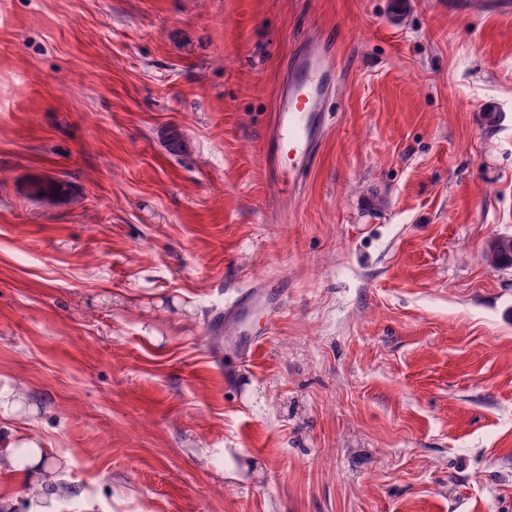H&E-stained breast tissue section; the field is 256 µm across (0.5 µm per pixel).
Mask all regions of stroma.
Segmentation results:
<instances>
[{"instance_id": "1", "label": "stroma", "mask_w": 512, "mask_h": 512, "mask_svg": "<svg viewBox=\"0 0 512 512\" xmlns=\"http://www.w3.org/2000/svg\"><path fill=\"white\" fill-rule=\"evenodd\" d=\"M320 34L327 129L278 196L276 90ZM498 235L512 15L0 0V429L53 458L56 512H512ZM255 277L286 294L225 337L228 381L209 325ZM28 191L34 198L54 201L66 197L70 187L58 179L34 178L28 184Z\"/></svg>"}]
</instances>
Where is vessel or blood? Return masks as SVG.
Instances as JSON below:
<instances>
[{
    "mask_svg": "<svg viewBox=\"0 0 512 512\" xmlns=\"http://www.w3.org/2000/svg\"><path fill=\"white\" fill-rule=\"evenodd\" d=\"M461 9L478 14H512V0H462ZM336 82V54L327 38L305 40L293 57L289 74L277 91L276 112L268 133L269 165L274 188H282L286 179L295 178L313 159L326 128L323 109L327 90ZM272 286L267 279L252 280L224 313L211 322L215 336L231 335L240 316L261 300H268L270 316L278 306L271 303Z\"/></svg>",
    "mask_w": 512,
    "mask_h": 512,
    "instance_id": "1",
    "label": "vessel or blood"
}]
</instances>
